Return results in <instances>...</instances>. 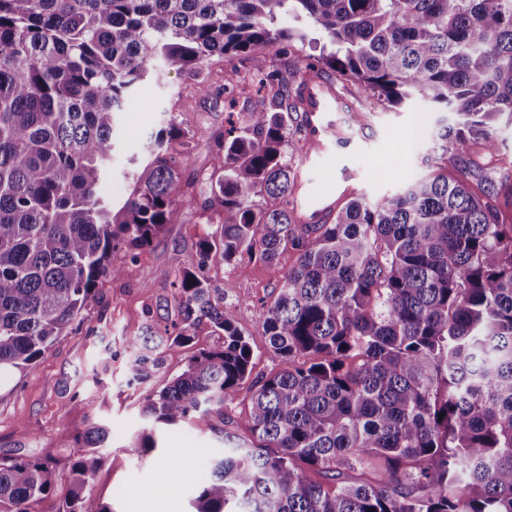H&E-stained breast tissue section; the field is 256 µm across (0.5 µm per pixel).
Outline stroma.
<instances>
[{
    "label": "stroma",
    "instance_id": "35a3bbf8",
    "mask_svg": "<svg viewBox=\"0 0 512 512\" xmlns=\"http://www.w3.org/2000/svg\"><path fill=\"white\" fill-rule=\"evenodd\" d=\"M247 67L242 60L230 64L212 58L202 73L210 85L206 94L196 91L193 79L168 68L136 85L118 115L102 193L108 203L121 205L133 188L129 172L144 165V145L168 120H176L193 140L190 150L178 157L182 179L190 187L177 198L175 221L139 254L127 275L105 279L81 322L59 337L33 371L0 388V458L51 456L63 462L73 454L69 442L88 419L111 429L85 512H98L104 505L112 512H192L200 480L223 452L207 418L156 431L158 447L152 453L131 446L146 426L140 413L146 394L179 375L191 355L221 344V337L203 332L190 345L165 352L153 377L139 384L132 380L129 336L145 324L164 331L177 318L172 282L179 266L191 265L196 258L213 137L223 133L230 119L224 86L233 81L234 70ZM325 119L340 126L347 140L331 145L320 159L294 155L301 214L325 198L339 205L354 196L377 203L429 174L426 158L437 144L438 130L429 104L418 100L380 105L358 125L347 112H331ZM294 260L288 251L273 267L258 262L234 268L220 264L211 271L215 287L227 282L233 287L224 303L252 346L259 376L282 367L263 331L260 311ZM74 400L81 401V408L71 409Z\"/></svg>",
    "mask_w": 512,
    "mask_h": 512
}]
</instances>
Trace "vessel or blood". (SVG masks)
Returning <instances> with one entry per match:
<instances>
[{"label":"vessel or blood","instance_id":"b4317fda","mask_svg":"<svg viewBox=\"0 0 512 512\" xmlns=\"http://www.w3.org/2000/svg\"><path fill=\"white\" fill-rule=\"evenodd\" d=\"M307 122V138L305 141L307 157L322 155L326 149L328 127L322 123V116L327 112L342 111L345 100L336 92L332 81L314 79L301 87Z\"/></svg>","mask_w":512,"mask_h":512}]
</instances>
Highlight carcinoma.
<instances>
[{"mask_svg": "<svg viewBox=\"0 0 512 512\" xmlns=\"http://www.w3.org/2000/svg\"><path fill=\"white\" fill-rule=\"evenodd\" d=\"M290 16L297 27L281 25ZM326 47L302 61L309 32ZM288 44L280 63L257 47ZM247 55L260 100L216 138L198 259L176 284L179 321L164 336L133 332V380L156 350L206 330L224 337L144 398L154 429L199 415L225 444L199 483L193 512H512V224L497 186L476 190L448 163L512 126V0H0V384L34 369L95 299L128 273L112 254L147 248L173 222L175 121L144 150L149 162L115 210L98 189L117 113L157 61L191 78L212 57ZM336 75L378 103L419 98L440 121L435 171L372 205L352 198L329 224H299L291 154L304 144L298 87ZM269 203L259 205L255 198ZM295 263L263 305L283 367L252 376L253 351L212 287L219 264ZM250 438L222 427L245 381ZM110 431L74 439L69 489L55 512H83ZM52 459H0V512H40L57 496Z\"/></svg>", "mask_w": 512, "mask_h": 512, "instance_id": "obj_1", "label": "carcinoma"}]
</instances>
